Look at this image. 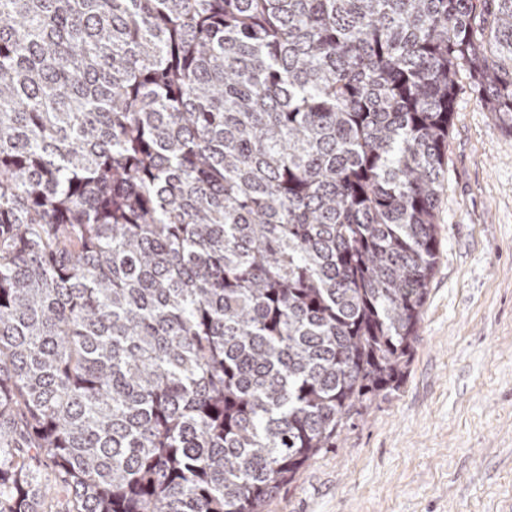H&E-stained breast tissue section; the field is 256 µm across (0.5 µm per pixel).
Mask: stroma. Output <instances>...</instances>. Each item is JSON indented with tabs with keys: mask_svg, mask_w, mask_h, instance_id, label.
<instances>
[{
	"mask_svg": "<svg viewBox=\"0 0 512 512\" xmlns=\"http://www.w3.org/2000/svg\"><path fill=\"white\" fill-rule=\"evenodd\" d=\"M436 224L442 248L399 390L267 512H512V128L465 76Z\"/></svg>",
	"mask_w": 512,
	"mask_h": 512,
	"instance_id": "obj_1",
	"label": "stroma"
}]
</instances>
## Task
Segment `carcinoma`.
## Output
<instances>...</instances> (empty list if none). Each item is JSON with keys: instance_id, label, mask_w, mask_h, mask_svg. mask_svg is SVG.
Instances as JSON below:
<instances>
[{"instance_id": "1", "label": "carcinoma", "mask_w": 512, "mask_h": 512, "mask_svg": "<svg viewBox=\"0 0 512 512\" xmlns=\"http://www.w3.org/2000/svg\"><path fill=\"white\" fill-rule=\"evenodd\" d=\"M462 70L512 0H0V512H266L399 389Z\"/></svg>"}]
</instances>
